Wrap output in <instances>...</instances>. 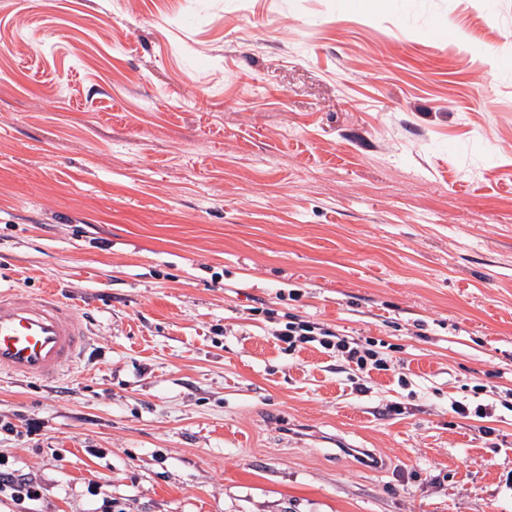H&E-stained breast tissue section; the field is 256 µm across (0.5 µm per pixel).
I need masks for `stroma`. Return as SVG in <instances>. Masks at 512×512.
Returning a JSON list of instances; mask_svg holds the SVG:
<instances>
[{"label":"stroma","mask_w":512,"mask_h":512,"mask_svg":"<svg viewBox=\"0 0 512 512\" xmlns=\"http://www.w3.org/2000/svg\"><path fill=\"white\" fill-rule=\"evenodd\" d=\"M1 287L0 512H512V0H0ZM88 336L74 305L55 294L21 299L0 292V373L58 381L78 361ZM294 321L288 322L285 329L278 332L277 339L288 345V351L295 350L298 343H311L318 341L326 350H334L336 356L343 358L350 366L353 363L361 373L369 375L372 370H387V358L379 351H361L355 339H349L343 334L334 333L324 328L319 322L300 317H292ZM316 336L334 337L336 342L331 340H317ZM10 490L11 497L24 501H37L41 497L39 486L17 470L0 468V493ZM39 492V495H36Z\"/></svg>","instance_id":"1"}]
</instances>
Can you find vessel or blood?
<instances>
[{"label":"vessel or blood","mask_w":512,"mask_h":512,"mask_svg":"<svg viewBox=\"0 0 512 512\" xmlns=\"http://www.w3.org/2000/svg\"><path fill=\"white\" fill-rule=\"evenodd\" d=\"M87 344V326L70 302L50 292L23 299L0 292V373L55 382Z\"/></svg>","instance_id":"vessel-or-blood-1"}]
</instances>
